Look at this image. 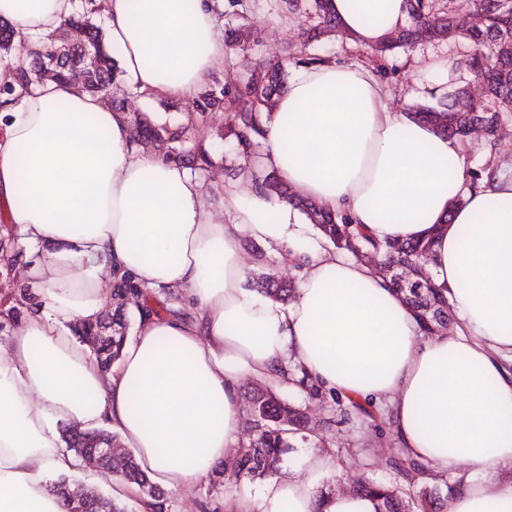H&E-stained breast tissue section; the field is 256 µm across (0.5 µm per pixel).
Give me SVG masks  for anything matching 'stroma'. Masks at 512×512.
Segmentation results:
<instances>
[{
  "label": "stroma",
  "instance_id": "1",
  "mask_svg": "<svg viewBox=\"0 0 512 512\" xmlns=\"http://www.w3.org/2000/svg\"><path fill=\"white\" fill-rule=\"evenodd\" d=\"M248 11L244 18L225 17V29H242L255 49L242 52L226 49L224 56V84L235 87L243 69L258 70L287 57H319L372 66L386 86L388 104L400 111L412 104H437L457 86L469 85L475 96L483 91L465 65L464 49L456 37L436 44H423L411 50H397L380 59L371 50L361 48L355 41L333 34H325L319 42L308 43L305 27L286 14L281 0H246ZM452 61L450 77L431 79L427 64L434 58ZM125 107L130 118L148 116L155 124L170 128H184L189 134V145L206 147L212 163L198 171L197 177L204 191L238 182L243 179L245 166L238 155L236 141L225 127L224 115L213 112L201 115L195 101H164L148 103L136 91H129ZM468 140L467 165L470 172L490 166L498 172L512 176V112L504 114L501 134L493 151H486L485 136L472 133ZM0 246L8 250L7 260H0V340H6L20 325L27 310L17 307L16 298L23 283L22 273L36 259L39 252L22 244L12 225L0 221ZM243 252L250 261L251 273L269 272L286 279H297L301 266L289 251L269 252L253 240H245ZM372 415L363 420L335 424L323 429L319 439L295 442L283 461L293 469H301L306 450H318L328 455L335 474L326 488L333 491L348 488L361 477L392 479L393 474L385 458L398 449L396 432L383 409L372 407ZM258 482H243L236 489L214 484L212 476L203 477L193 487L165 496L167 512H225L224 499L229 492L239 495L255 494Z\"/></svg>",
  "mask_w": 512,
  "mask_h": 512
}]
</instances>
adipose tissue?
Segmentation results:
<instances>
[{
  "label": "adipose tissue",
  "instance_id": "ef3b65f1",
  "mask_svg": "<svg viewBox=\"0 0 512 512\" xmlns=\"http://www.w3.org/2000/svg\"><path fill=\"white\" fill-rule=\"evenodd\" d=\"M82 0H0L17 43L56 34ZM342 33L370 49L404 28L405 0H332ZM108 46L145 98L185 101L224 75L212 0H106ZM0 60V212L44 250L27 268L34 297L0 342V512H64L49 489L75 456L63 426L118 434L152 481L194 486L238 447L239 390L284 387L289 364L385 409L401 448L477 479L448 512H512V177L472 183L462 144L390 110L373 67L329 59L295 68L272 118L262 164L295 197L348 217L381 241L431 239L436 286L453 334L423 338L414 314L368 264L308 239L304 214L254 184L208 196L196 176L144 149L127 112L65 79ZM32 200L16 202L19 184ZM290 250L303 271L294 302L247 285L241 236ZM157 295L178 288L189 314L142 311L119 364L102 371L76 334L97 322L113 279ZM304 475L282 468L227 512H375L349 492L324 494L330 458Z\"/></svg>",
  "mask_w": 512,
  "mask_h": 512
}]
</instances>
